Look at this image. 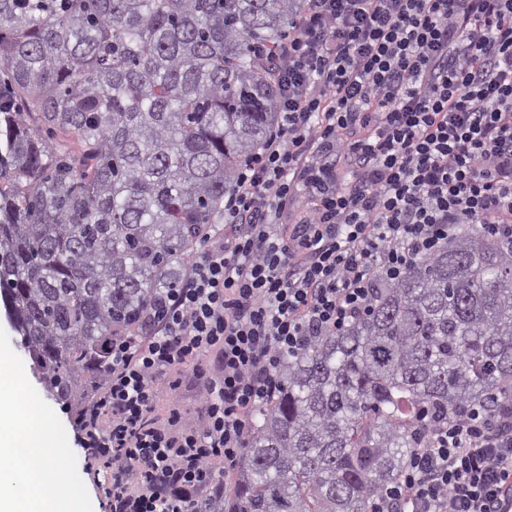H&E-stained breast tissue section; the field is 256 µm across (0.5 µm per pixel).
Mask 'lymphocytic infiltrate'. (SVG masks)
I'll use <instances>...</instances> for the list:
<instances>
[{"mask_svg": "<svg viewBox=\"0 0 512 512\" xmlns=\"http://www.w3.org/2000/svg\"><path fill=\"white\" fill-rule=\"evenodd\" d=\"M268 63L279 119L224 201L231 234L188 257L140 334L113 339L79 413L110 512H208L216 463L236 466L287 356L465 227L512 240V0H303ZM302 193L314 204L299 211ZM183 368L205 388L197 428L155 415ZM414 429L381 512H504L512 418L478 405L423 412Z\"/></svg>", "mask_w": 512, "mask_h": 512, "instance_id": "lymphocytic-infiltrate-1", "label": "lymphocytic infiltrate"}]
</instances>
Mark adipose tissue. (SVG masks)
<instances>
[{
  "mask_svg": "<svg viewBox=\"0 0 512 512\" xmlns=\"http://www.w3.org/2000/svg\"><path fill=\"white\" fill-rule=\"evenodd\" d=\"M24 403L0 404V512H58L56 498L42 494L46 484L58 482L44 459L38 425H18Z\"/></svg>",
  "mask_w": 512,
  "mask_h": 512,
  "instance_id": "ef3b65f1",
  "label": "adipose tissue"
}]
</instances>
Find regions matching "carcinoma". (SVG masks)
<instances>
[{"label": "carcinoma", "mask_w": 512, "mask_h": 512, "mask_svg": "<svg viewBox=\"0 0 512 512\" xmlns=\"http://www.w3.org/2000/svg\"><path fill=\"white\" fill-rule=\"evenodd\" d=\"M301 0H0V293L39 380L80 407L180 285L277 122ZM512 415V244L462 231L282 367L211 512H376L420 410Z\"/></svg>", "instance_id": "cac0c4a2"}]
</instances>
